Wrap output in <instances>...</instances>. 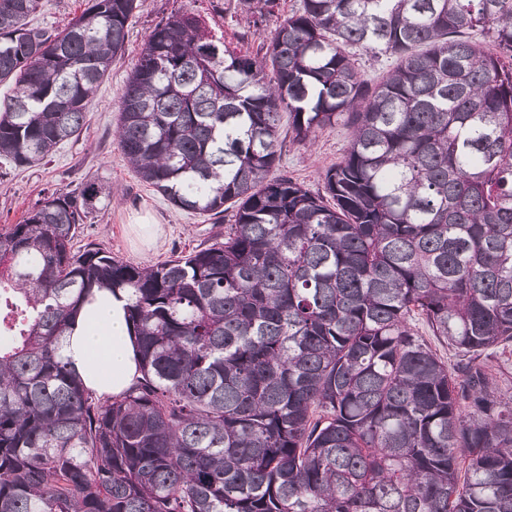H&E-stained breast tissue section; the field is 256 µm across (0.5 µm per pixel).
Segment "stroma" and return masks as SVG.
I'll return each mask as SVG.
<instances>
[{"label":"stroma","instance_id":"obj_1","mask_svg":"<svg viewBox=\"0 0 512 512\" xmlns=\"http://www.w3.org/2000/svg\"><path fill=\"white\" fill-rule=\"evenodd\" d=\"M299 2L279 0L275 15L256 30L245 16L215 15L212 0H148L130 19L125 55L113 64L96 90L79 138L60 144L47 163L0 171V230L22 221L52 192L72 190L92 178L111 187L112 196L99 203L93 222L85 224L74 238V251L97 247L135 265H155L211 244L217 225L174 207L161 192L143 182L124 159L115 140L118 97L155 23L179 7L192 6L226 44L253 52ZM349 147V131L339 123L318 131L308 147L282 141L280 165L297 182L315 191L321 189L325 171L338 163ZM145 213L162 228L157 244L149 249L137 242L132 230L136 216Z\"/></svg>","mask_w":512,"mask_h":512}]
</instances>
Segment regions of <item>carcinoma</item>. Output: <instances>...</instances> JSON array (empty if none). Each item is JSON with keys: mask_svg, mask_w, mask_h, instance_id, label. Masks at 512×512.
Here are the masks:
<instances>
[{"mask_svg": "<svg viewBox=\"0 0 512 512\" xmlns=\"http://www.w3.org/2000/svg\"><path fill=\"white\" fill-rule=\"evenodd\" d=\"M144 3L47 30L39 0H0V167L80 136ZM353 49L396 65L372 84ZM283 112L302 146L349 130L320 192L274 174ZM115 139L224 231L153 266L75 254L112 197L92 178L0 231V512H512V399L480 361L512 343V0H300L254 53L179 9ZM95 287L127 291L142 365L115 398L63 356Z\"/></svg>", "mask_w": 512, "mask_h": 512, "instance_id": "1", "label": "carcinoma"}]
</instances>
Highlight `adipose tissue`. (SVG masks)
<instances>
[{
    "instance_id": "adipose-tissue-1",
    "label": "adipose tissue",
    "mask_w": 512,
    "mask_h": 512,
    "mask_svg": "<svg viewBox=\"0 0 512 512\" xmlns=\"http://www.w3.org/2000/svg\"><path fill=\"white\" fill-rule=\"evenodd\" d=\"M127 306L124 291L94 290L78 311L63 344L70 367L84 386L100 397L121 396L140 375Z\"/></svg>"
}]
</instances>
